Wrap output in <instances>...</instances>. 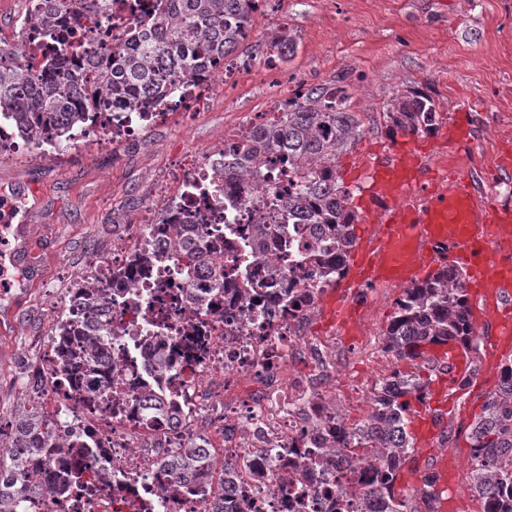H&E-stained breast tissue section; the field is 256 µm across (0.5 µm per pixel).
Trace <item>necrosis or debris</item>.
Here are the masks:
<instances>
[{
  "mask_svg": "<svg viewBox=\"0 0 512 512\" xmlns=\"http://www.w3.org/2000/svg\"><path fill=\"white\" fill-rule=\"evenodd\" d=\"M222 70L194 73L159 112H116L111 127L100 120L86 122L69 144L79 147L111 133L113 141L133 136L148 123L198 104L204 90L214 86ZM223 149L208 152L183 175L179 208L167 209L165 220L129 225L111 253L90 265L96 287L111 289L107 308L82 319L88 331L96 322H110L106 365L99 374L105 394L89 401L83 384L65 378L56 344L44 349L32 373L31 403L43 420L55 425L65 447L49 456L35 455L31 469L42 489L29 501L28 512H203L221 487L215 469H206L191 485H175L163 459L191 434L190 417L211 418L209 435L199 444L208 455L236 461L234 492L224 499L226 512H367L362 496L383 465L371 453L343 449L335 463H314L297 471L301 450L323 445L336 424L322 404L306 399L303 382H278L281 359L292 351L291 338L306 313L287 310L278 302L271 280L254 255L250 227L268 221L277 204L297 182L288 162L272 158L259 168L262 193L241 188L234 198L216 192ZM224 219L223 252H210L205 265L235 260L233 285L212 293L209 307L192 311L184 302L185 277L170 230L174 224L193 225L203 234L213 216ZM248 303H241V292ZM202 334L206 353L201 360L176 357L174 372L155 373L149 346L161 336ZM251 375L268 383L240 403H228L213 413L217 399L212 377H222L225 390L237 378ZM147 387L165 403L177 405L186 424L175 426L165 417L144 418L137 401ZM76 471L79 485L58 497L55 473Z\"/></svg>",
  "mask_w": 512,
  "mask_h": 512,
  "instance_id": "necrosis-or-debris-1",
  "label": "necrosis or debris"
}]
</instances>
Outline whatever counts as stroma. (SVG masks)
Listing matches in <instances>:
<instances>
[{
    "label": "stroma",
    "instance_id": "stroma-1",
    "mask_svg": "<svg viewBox=\"0 0 512 512\" xmlns=\"http://www.w3.org/2000/svg\"><path fill=\"white\" fill-rule=\"evenodd\" d=\"M274 30L293 40L290 60L258 50ZM234 57L250 61V68L208 89L192 115H172L117 144L107 139L49 153L27 148L0 158V188L23 198L35 241L17 262L21 284L13 297L0 299V413L26 406L28 362L54 336L45 318L65 316L64 298L88 260L110 251L146 208L163 218L188 165L223 143L225 134L244 132L297 86L331 83L349 72L351 109L366 122L361 138L340 158L339 171L356 200L369 191L378 154L393 144L385 116L390 97L421 90L435 99L441 126L419 138L423 156L465 170L479 190L512 206V172L501 162L503 149L512 148V0H273L254 15ZM458 119L467 123L472 140L452 150L443 131ZM339 290L336 284L323 289L304 316L282 374L302 376V355L323 353L327 373L316 379L310 397L356 423L371 411L382 380L411 369L380 343L403 290L359 288L355 321L347 327L330 315ZM494 317L486 311L475 325L480 345L471 356L467 386L450 387L437 435L415 445L398 474L396 486L417 512L426 507L423 480L443 458L455 488L452 512H466L479 500L469 434L498 382L494 352L485 341Z\"/></svg>",
    "mask_w": 512,
    "mask_h": 512
}]
</instances>
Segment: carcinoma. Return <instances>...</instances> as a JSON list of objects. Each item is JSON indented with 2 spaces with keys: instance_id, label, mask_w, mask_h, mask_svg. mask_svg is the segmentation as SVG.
Here are the masks:
<instances>
[{
  "instance_id": "cac0c4a2",
  "label": "carcinoma",
  "mask_w": 512,
  "mask_h": 512,
  "mask_svg": "<svg viewBox=\"0 0 512 512\" xmlns=\"http://www.w3.org/2000/svg\"><path fill=\"white\" fill-rule=\"evenodd\" d=\"M257 11L256 0H160L156 13L138 20L123 43L102 53L96 48L95 29L71 30L66 23L80 15L110 22V0H45L42 38L52 45L75 43L84 58L79 65L50 59L35 70L18 51L0 48V116H7L15 133L37 148L45 142L61 146L93 108L152 112L193 71L226 61L249 37ZM265 47L280 48L285 57L295 50L293 41L278 31L270 34ZM346 79L340 75L335 84L294 93L288 111L253 126L237 147L224 154V181L217 189L223 194L255 179L267 155L287 158L301 184L280 201L277 216L282 224L306 226L305 256L331 283L345 276L356 245L354 194L342 181L338 159L362 135L364 122L350 111ZM387 117L393 137H422L438 126L435 102L421 91L391 99ZM274 230L273 224L253 225L257 254L266 255ZM175 238L189 283L186 302L206 308L210 289L196 286L202 266L192 257L198 244L179 231ZM270 274L278 282L279 300L288 307L301 301L283 269L274 266ZM72 327L68 318L57 327L58 356L64 372L87 380L88 394L93 396L99 391L95 376L105 364L101 339L112 329L102 327L96 334L79 337L75 352ZM451 340L469 350L477 346L465 275L443 267L404 290L381 340L384 353L411 362L415 371L393 372L379 385L374 406L361 424L349 432L339 431L325 448L305 455L328 462L339 448H369L383 459L387 473L363 492L370 512H415L395 482L411 450L407 422L412 401L421 399L431 381L417 361H427V347ZM170 347L162 343L152 353V365L160 373L172 368ZM138 398L147 417L163 415L175 425L184 419L179 408L165 405L148 390L138 392ZM470 440L476 460L475 489L491 501L504 484H512V361L501 364L498 386L475 416ZM1 443L5 451L0 452V476H9V482L0 486V512H26L30 496L42 487L38 475L25 472L31 449L60 444L52 442L33 408L16 411L6 423L0 418ZM207 464L205 450L188 443L173 451L163 466L174 479L184 481L199 477Z\"/></svg>"
}]
</instances>
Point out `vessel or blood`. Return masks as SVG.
<instances>
[{
	"instance_id": "obj_1",
	"label": "vessel or blood",
	"mask_w": 512,
	"mask_h": 512,
	"mask_svg": "<svg viewBox=\"0 0 512 512\" xmlns=\"http://www.w3.org/2000/svg\"><path fill=\"white\" fill-rule=\"evenodd\" d=\"M372 190L363 203L373 236L354 251L345 288L407 287L433 269L464 268L472 303L490 301L498 314V335L512 336V208L479 194L467 177L438 181L413 141H406L372 169ZM434 360L454 377L467 374L469 358L460 343L435 346ZM447 390L435 385L415 418V431L434 437L435 411L445 409Z\"/></svg>"
}]
</instances>
